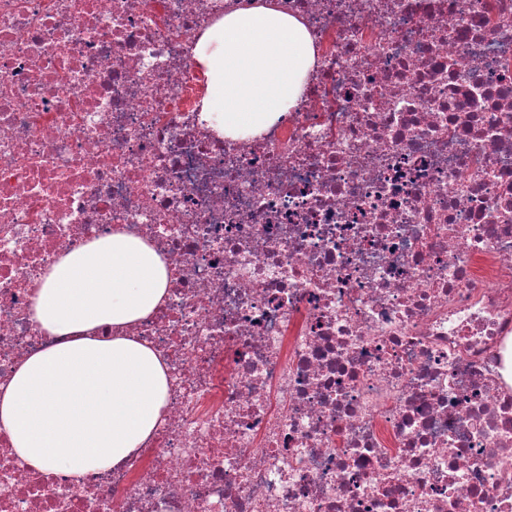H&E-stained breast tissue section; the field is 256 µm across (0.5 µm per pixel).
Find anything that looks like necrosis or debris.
I'll use <instances>...</instances> for the list:
<instances>
[{"mask_svg": "<svg viewBox=\"0 0 512 512\" xmlns=\"http://www.w3.org/2000/svg\"><path fill=\"white\" fill-rule=\"evenodd\" d=\"M257 0H0V382L62 252L143 238L170 381L119 466L0 512H512V0H268L317 72L261 137L192 50Z\"/></svg>", "mask_w": 512, "mask_h": 512, "instance_id": "1", "label": "necrosis or debris"}]
</instances>
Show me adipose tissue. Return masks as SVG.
<instances>
[{
	"mask_svg": "<svg viewBox=\"0 0 512 512\" xmlns=\"http://www.w3.org/2000/svg\"><path fill=\"white\" fill-rule=\"evenodd\" d=\"M193 54L208 79L199 119L234 139L273 127L316 65L304 22L263 4L225 14ZM167 286L160 252L123 234L65 251L42 277L31 317L56 342L0 384V428L22 461L78 480L143 447L169 378L158 353L121 330L150 316Z\"/></svg>",
	"mask_w": 512,
	"mask_h": 512,
	"instance_id": "ef3b65f1",
	"label": "adipose tissue"
}]
</instances>
